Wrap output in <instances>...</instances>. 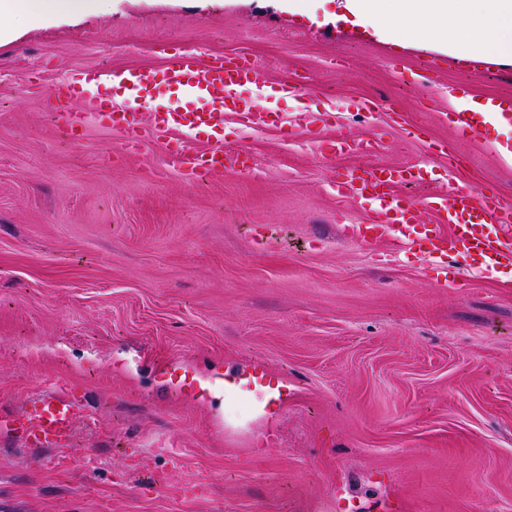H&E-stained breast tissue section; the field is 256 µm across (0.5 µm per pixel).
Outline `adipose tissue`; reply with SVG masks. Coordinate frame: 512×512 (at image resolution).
<instances>
[{
  "instance_id": "obj_1",
  "label": "adipose tissue",
  "mask_w": 512,
  "mask_h": 512,
  "mask_svg": "<svg viewBox=\"0 0 512 512\" xmlns=\"http://www.w3.org/2000/svg\"><path fill=\"white\" fill-rule=\"evenodd\" d=\"M108 0H0V41L20 17L39 26L97 12ZM340 19L372 29L381 42L421 46L458 61L512 65V0H336Z\"/></svg>"
}]
</instances>
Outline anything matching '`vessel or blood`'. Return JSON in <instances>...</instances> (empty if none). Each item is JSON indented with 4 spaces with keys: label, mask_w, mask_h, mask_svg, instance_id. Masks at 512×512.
Instances as JSON below:
<instances>
[{
    "label": "vessel or blood",
    "mask_w": 512,
    "mask_h": 512,
    "mask_svg": "<svg viewBox=\"0 0 512 512\" xmlns=\"http://www.w3.org/2000/svg\"><path fill=\"white\" fill-rule=\"evenodd\" d=\"M248 87L270 91L275 97L309 94L307 88L285 79L268 83L263 70L248 60L219 57L203 64L195 54L183 52L151 69L73 71L51 102L71 138H78L89 117L122 128L130 139L173 131L178 138L164 155L165 166L220 176L239 161L224 149L225 118L234 117L246 128L281 119L280 113L243 96ZM164 89L181 92L184 104L151 108L154 94ZM489 119L486 112H458L456 131L464 138L478 137ZM203 133L213 136L215 144L209 153L199 155L192 152L190 143ZM421 179L418 166H377L358 181H337L336 191L348 190L361 203L378 204L381 214L377 224L343 225V234L361 239L391 235L399 252L421 253L429 265L444 273L461 264L486 274L511 270L512 238L505 236L503 228L512 223V208L503 209L498 197L467 186L423 199L393 196L397 186ZM426 212L436 216V224L421 223ZM77 421L74 401L62 389L34 400L20 415L1 416L0 433L22 435L40 449L55 448L71 442Z\"/></svg>",
    "instance_id": "1"
}]
</instances>
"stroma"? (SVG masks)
<instances>
[{
  "label": "stroma",
  "instance_id": "1",
  "mask_svg": "<svg viewBox=\"0 0 512 512\" xmlns=\"http://www.w3.org/2000/svg\"><path fill=\"white\" fill-rule=\"evenodd\" d=\"M0 44V413L66 387L82 420L50 452L0 437V512H512V288L450 284L390 238L344 237L376 206L331 185L418 164L431 190L512 202V129L458 136L448 90L512 100V66L380 42L282 0H112ZM246 56L279 128L224 125L246 170L186 176L155 139L121 156L88 120L74 143L50 93L71 71L152 68L163 43ZM370 100L357 112L355 100ZM332 123H324V111ZM376 141L338 153L337 132ZM452 181L437 170L445 156ZM262 365L288 394L238 377Z\"/></svg>",
  "mask_w": 512,
  "mask_h": 512
}]
</instances>
